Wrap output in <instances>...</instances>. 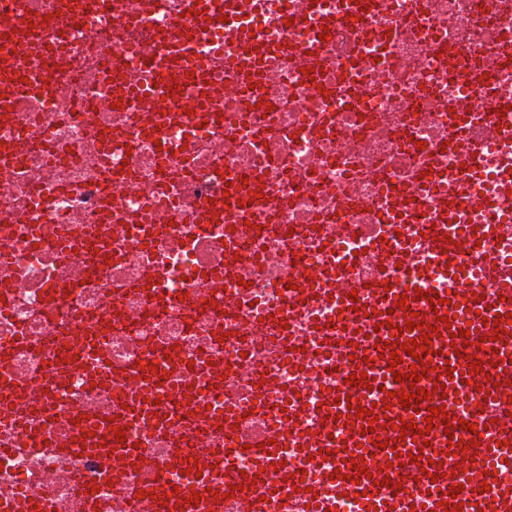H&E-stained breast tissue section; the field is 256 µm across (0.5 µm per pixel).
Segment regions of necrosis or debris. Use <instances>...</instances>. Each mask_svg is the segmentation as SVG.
<instances>
[{"label": "necrosis or debris", "mask_w": 512, "mask_h": 512, "mask_svg": "<svg viewBox=\"0 0 512 512\" xmlns=\"http://www.w3.org/2000/svg\"><path fill=\"white\" fill-rule=\"evenodd\" d=\"M5 11L31 19L29 38L12 54L14 74L39 72V88L17 90L0 116V512H157L134 502L135 464L81 453L77 418H107L137 386L138 361L168 352L162 386L192 368L224 366V419L181 404L160 431L132 424L145 467H165L173 445L210 466L224 426L247 433L287 430L288 454L317 431L316 414L282 423L286 395L309 406L343 386L331 370L320 326L338 324V296L373 280V246L399 233L408 281L424 288L467 289L495 300L489 270L512 262V211L495 173L512 165V134L497 130L499 103L512 102V0H364L361 19L314 39L316 20L285 30L275 6L218 26L204 36L208 108L146 129L158 111L145 93L147 65L160 37L192 27L188 0H78L52 18L47 0H5ZM261 29L292 51L268 56L256 85L226 65L237 34ZM142 98L114 104L117 81ZM464 124L481 138L477 168L460 173ZM256 139L238 137L239 126ZM436 183L413 195L425 170ZM259 178L254 224L198 229L196 209L222 197L224 176ZM464 199L462 221L489 226L464 254L463 278H441L418 265L417 226L442 194ZM412 207V220L400 213ZM241 242L227 265L225 235ZM354 257L337 275L335 294L313 298L293 285L319 280L332 261ZM185 294L173 306L149 286ZM288 313V334L306 350L285 352L270 312ZM112 379L91 386L68 343L95 322ZM58 368H50L51 358ZM55 406L54 419L46 409ZM111 483H104V476ZM99 485L98 502L85 486Z\"/></svg>", "instance_id": "1"}]
</instances>
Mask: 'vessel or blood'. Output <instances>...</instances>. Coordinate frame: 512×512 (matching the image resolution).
<instances>
[{"mask_svg": "<svg viewBox=\"0 0 512 512\" xmlns=\"http://www.w3.org/2000/svg\"><path fill=\"white\" fill-rule=\"evenodd\" d=\"M176 55L182 60L186 71H196L201 65V51L198 42L179 39L168 42L153 58V80L156 84L155 96L166 93V87L172 78L167 70L165 59ZM463 205L460 198L448 196L439 202L440 218L436 225H424L423 232L428 235V262L432 269L438 271H460L459 246L465 242L476 241L477 236L468 231H460L458 224L459 211ZM384 269L373 279L369 288L363 289V300L357 309L343 308L341 324L348 340L344 346L345 356L353 357L361 371L374 378L377 384L383 385L386 391H393L396 382L394 372H409L414 359L403 355L397 370H390L388 359L383 358V341L389 340L392 328L405 326L407 312L422 314L428 323H435L437 317L448 318L447 327L441 328L439 336L433 337L431 347L434 351L431 366L437 378H449L458 389H466L467 385H485L486 400L482 407L469 408L467 417L483 425L481 443L473 462L470 463V480L460 493L458 500L463 503L462 512H512V486L506 484L505 474H512V463L505 454L496 451L495 445L502 434L512 432L507 425L508 414L512 413V274L500 276V299L495 303L478 299L470 293H447L438 290L437 296L442 303L439 308H432L428 299H415L413 291L405 290L400 284L396 272L397 265L392 256L393 246L383 241L378 245ZM503 329L502 338H495L496 329ZM468 330V337H459V330ZM377 333L379 346H369L365 337ZM487 337V350L495 354L496 363L494 379H487L485 374L469 373L457 370L459 356L476 357L474 342L477 337ZM366 396L351 398L350 402H337L335 394H328L327 401L320 406V414L324 416V428L316 434L307 436L303 446L305 455L286 466L277 467L271 481L261 482L259 477H235L234 481H226L225 476L232 469V454L239 451L240 445L232 431H225L224 446L213 456V466L201 477H189L182 473L179 457H172L170 463L154 473H145L141 487L144 493L157 497H171L167 512H209L213 506L214 495L230 494L232 488L259 490L263 496L258 502V512H266L268 503L275 502L282 507H291L297 501L310 503L313 512H332L334 500L328 496V488L337 492L354 495L361 494L365 506L371 512H445L441 503L448 499L451 484L457 481V472L448 465H435L436 452L447 448L462 451L464 444L461 437L463 428H455L452 436H445V425L441 418H429L427 409L419 413H411L403 409L401 416L411 417L413 431L399 435L394 425L399 416L386 415L383 408H375L376 423H369L367 418H349L350 407H367ZM100 437L87 442L89 450L103 448L115 450L120 456H136L137 451L132 441L117 442L116 434L109 421H100ZM433 428L441 438L433 445L421 448L416 444L420 431ZM339 431L338 439H330V431ZM390 441L388 449L375 447L368 440L367 431ZM345 448L344 460L337 470H324L322 474V494L316 495L303 491L300 477L296 472L300 469L312 470L313 457L318 456L321 449L335 445ZM422 453V465L428 466L429 472L435 476V483H422L410 486L409 490L395 494L391 491L392 484L401 482L408 475L410 456ZM379 459L381 465L374 470L371 477L352 481L350 474L353 466H368L371 459ZM390 479V486H383V479ZM489 484V492H481V484ZM199 492L200 500L191 504L186 510H179L178 504L182 497Z\"/></svg>", "mask_w": 512, "mask_h": 512, "instance_id": "vessel-or-blood-1", "label": "vessel or blood"}]
</instances>
